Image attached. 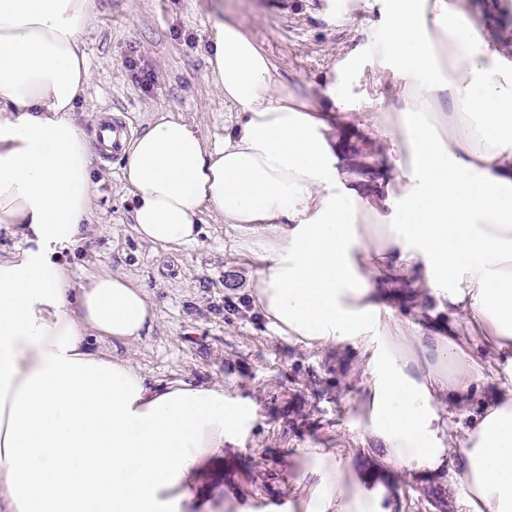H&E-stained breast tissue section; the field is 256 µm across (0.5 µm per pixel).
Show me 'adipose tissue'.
<instances>
[{"mask_svg": "<svg viewBox=\"0 0 512 512\" xmlns=\"http://www.w3.org/2000/svg\"><path fill=\"white\" fill-rule=\"evenodd\" d=\"M381 4L366 51L334 65L326 112L287 91L239 24L215 21L211 81L235 115L215 142L163 116L125 144L133 228L179 248L203 212L234 225L269 325L360 352L362 430L386 463L458 467L461 512H512V41L484 36L470 0ZM94 13L95 0H0V228L24 240L0 256V512H217L196 478L247 401L148 380L123 352L156 322L146 288L109 272L77 283L62 260L93 217L94 151L74 113ZM369 52L400 91L387 165L402 181L374 194L340 173L328 120L351 110ZM406 286L444 320L396 316ZM475 372L496 383L459 440L441 404L466 411ZM306 474L290 512H381L376 470L313 451Z\"/></svg>", "mask_w": 512, "mask_h": 512, "instance_id": "ef3b65f1", "label": "adipose tissue"}]
</instances>
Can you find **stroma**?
<instances>
[{
	"label": "stroma",
	"mask_w": 512,
	"mask_h": 512,
	"mask_svg": "<svg viewBox=\"0 0 512 512\" xmlns=\"http://www.w3.org/2000/svg\"><path fill=\"white\" fill-rule=\"evenodd\" d=\"M268 0H96L82 39L92 70L77 118L86 133L114 112L140 134L158 114L188 123L209 139L222 137L232 112L209 81L207 48L214 18L237 22L265 52L284 86L325 104L323 90L335 61L366 44L377 12L340 0L339 21L327 0H288L274 14ZM152 73L150 87L138 75ZM354 111L335 115L333 127L349 151L343 171L372 161L368 183L379 178L388 145L361 113L387 123L397 89L367 63ZM95 219L88 240L68 254L75 282L100 272L122 273L145 286L156 307L150 335L128 352L153 380L222 382L226 396L250 400L252 418L237 444L210 459L201 485L251 512H288L306 455L315 448L352 467L368 465L374 449L355 428L364 412L363 360L352 346L311 349L268 326L249 301L256 272L243 257L240 232L203 215L196 245L164 248L133 230V197L121 176L120 156L96 155ZM456 469L389 472L388 512H458Z\"/></svg>",
	"instance_id": "35a3bbf8"
}]
</instances>
